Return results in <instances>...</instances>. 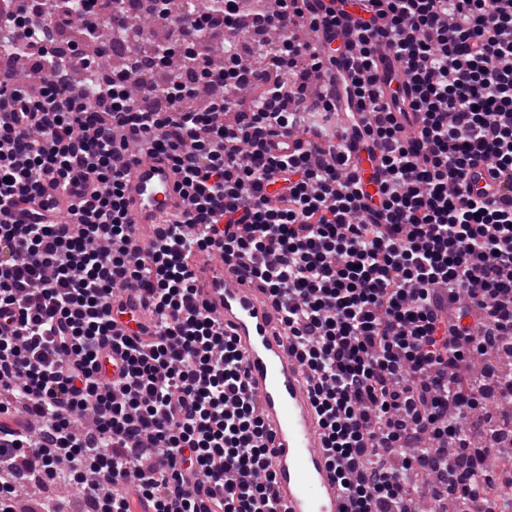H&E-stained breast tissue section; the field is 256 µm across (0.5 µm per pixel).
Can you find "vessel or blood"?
<instances>
[{
	"label": "vessel or blood",
	"instance_id": "1",
	"mask_svg": "<svg viewBox=\"0 0 512 512\" xmlns=\"http://www.w3.org/2000/svg\"><path fill=\"white\" fill-rule=\"evenodd\" d=\"M177 180L171 165L158 159L144 160L132 170L124 194L137 230L152 228L163 213L184 208ZM193 274L215 317L231 328L244 353L250 388L274 435L276 482L285 512H341L343 500L320 447L305 378L285 337L274 329L268 300L230 267L202 259ZM120 305L126 310L116 318L121 333L153 335V327L134 321L141 309L134 290L122 293Z\"/></svg>",
	"mask_w": 512,
	"mask_h": 512
}]
</instances>
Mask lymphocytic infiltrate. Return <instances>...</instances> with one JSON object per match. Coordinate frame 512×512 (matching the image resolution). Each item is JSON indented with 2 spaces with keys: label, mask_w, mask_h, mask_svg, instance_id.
<instances>
[{
  "label": "lymphocytic infiltrate",
  "mask_w": 512,
  "mask_h": 512,
  "mask_svg": "<svg viewBox=\"0 0 512 512\" xmlns=\"http://www.w3.org/2000/svg\"><path fill=\"white\" fill-rule=\"evenodd\" d=\"M122 2L48 16L0 0V41L40 83L0 68V413L39 424L0 437V512L35 474L81 486L97 512H132L133 480L154 512H283L244 355L190 271L210 254L277 311L343 512H414L412 467L449 474L441 495L466 512H500L462 419L512 423L495 361L512 353V0H166L150 10L178 32L162 52L112 70L111 39L56 53L53 30L76 20L122 33ZM256 27V60L235 57ZM175 60L168 87L134 83ZM147 156L172 165L186 206L143 246L123 189ZM130 287L150 340L113 331Z\"/></svg>",
  "instance_id": "obj_1"
}]
</instances>
